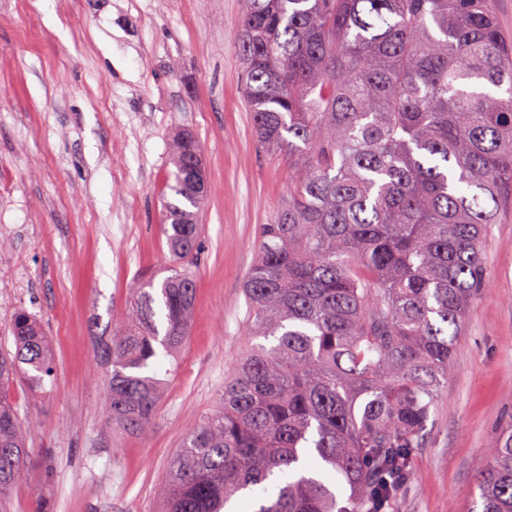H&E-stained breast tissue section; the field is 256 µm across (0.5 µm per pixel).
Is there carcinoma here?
Wrapping results in <instances>:
<instances>
[{
	"mask_svg": "<svg viewBox=\"0 0 512 512\" xmlns=\"http://www.w3.org/2000/svg\"><path fill=\"white\" fill-rule=\"evenodd\" d=\"M236 52L256 145L288 160L259 232L242 332L258 343L184 434L159 512H385L439 409L512 195V38L495 0H243ZM164 235L177 263L133 289L101 342L105 415L146 435L189 334L207 188L196 137L173 139ZM0 354V512L27 478L7 397L51 376L25 311ZM480 512H512V428L476 475Z\"/></svg>",
	"mask_w": 512,
	"mask_h": 512,
	"instance_id": "1",
	"label": "carcinoma"
}]
</instances>
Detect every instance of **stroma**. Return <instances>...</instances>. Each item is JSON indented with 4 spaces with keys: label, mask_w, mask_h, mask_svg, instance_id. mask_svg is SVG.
I'll return each mask as SVG.
<instances>
[{
    "label": "stroma",
    "mask_w": 512,
    "mask_h": 512,
    "mask_svg": "<svg viewBox=\"0 0 512 512\" xmlns=\"http://www.w3.org/2000/svg\"><path fill=\"white\" fill-rule=\"evenodd\" d=\"M243 0H0V349L36 315L53 372L10 396L29 479L11 512H156L187 428L250 346L242 285L288 192V164L252 138L235 54ZM192 132L207 172L196 306L152 431L103 417L102 337L131 288L172 266L163 234L170 141ZM489 271L457 342L445 398L389 512H472L487 444L512 426V204L483 240Z\"/></svg>",
    "instance_id": "1"
}]
</instances>
